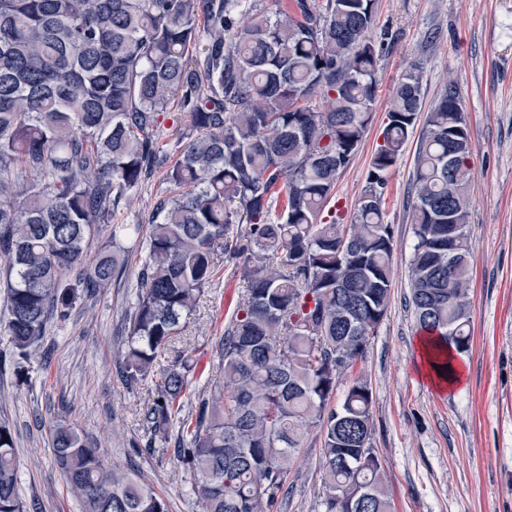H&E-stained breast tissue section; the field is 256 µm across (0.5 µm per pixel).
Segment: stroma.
Wrapping results in <instances>:
<instances>
[{
	"mask_svg": "<svg viewBox=\"0 0 512 512\" xmlns=\"http://www.w3.org/2000/svg\"><path fill=\"white\" fill-rule=\"evenodd\" d=\"M372 35L381 40L378 97L367 132L338 176L328 205L351 223L386 122L391 91L409 64L422 70L424 109L455 87L471 132L472 182L468 219L473 336L458 355L462 382L437 390L417 369L420 336L408 303L414 236L412 183L418 136H410L388 172L385 223L395 240L388 312L362 361L338 381L333 404L363 377L372 392V446L395 512H512V0H376ZM166 167L155 169L119 224L149 226L158 203L173 195ZM142 258L131 251L110 288L80 300L63 325H50L47 359L32 358L18 383L11 347L0 335V420L9 422L18 459V492L37 512H79L57 470L50 431L76 424L99 440L106 465L134 472L168 499L171 512H195L191 482L170 447L146 448L140 413L153 384L130 390L119 375L126 340L124 316L134 301ZM245 285L231 258L217 275L185 331L156 363L180 355L197 375H215V345L231 321ZM319 432H311L288 474V494L273 512H324Z\"/></svg>",
	"mask_w": 512,
	"mask_h": 512,
	"instance_id": "35a3bbf8",
	"label": "stroma"
}]
</instances>
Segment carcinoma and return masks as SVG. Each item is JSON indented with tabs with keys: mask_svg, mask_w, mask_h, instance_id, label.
Here are the masks:
<instances>
[{
	"mask_svg": "<svg viewBox=\"0 0 512 512\" xmlns=\"http://www.w3.org/2000/svg\"><path fill=\"white\" fill-rule=\"evenodd\" d=\"M244 0H0V335L17 369L50 323L112 284L135 224L113 215L160 161L161 117L186 133L142 251L122 378L155 383L146 447L176 433L198 512H272L307 435L324 433L325 512H393L371 445V391L336 381L388 312L394 239L382 202L422 111L421 71L392 91L354 223L322 221L378 95L376 0H290L277 19ZM207 42L199 45V23ZM322 94L323 110L302 102ZM470 129L448 87L427 114L414 170L409 303L435 349L472 343ZM282 209L273 215L278 197ZM107 245L92 251L94 241ZM245 296L218 343L221 375L195 402L194 361L156 362L196 312L220 263ZM81 512H170L147 482L106 466L77 426L51 430ZM10 425L0 422V512H26Z\"/></svg>",
	"mask_w": 512,
	"mask_h": 512,
	"instance_id": "cac0c4a2",
	"label": "carcinoma"
}]
</instances>
